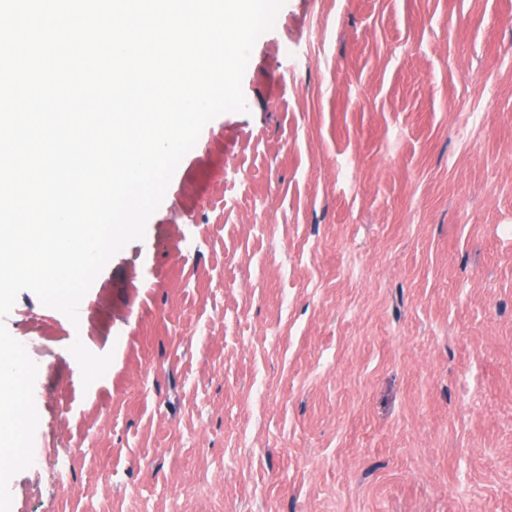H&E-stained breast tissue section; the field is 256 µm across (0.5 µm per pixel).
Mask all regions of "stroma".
<instances>
[{"mask_svg": "<svg viewBox=\"0 0 512 512\" xmlns=\"http://www.w3.org/2000/svg\"><path fill=\"white\" fill-rule=\"evenodd\" d=\"M37 364L11 512H512V0H286Z\"/></svg>", "mask_w": 512, "mask_h": 512, "instance_id": "35a3bbf8", "label": "stroma"}]
</instances>
